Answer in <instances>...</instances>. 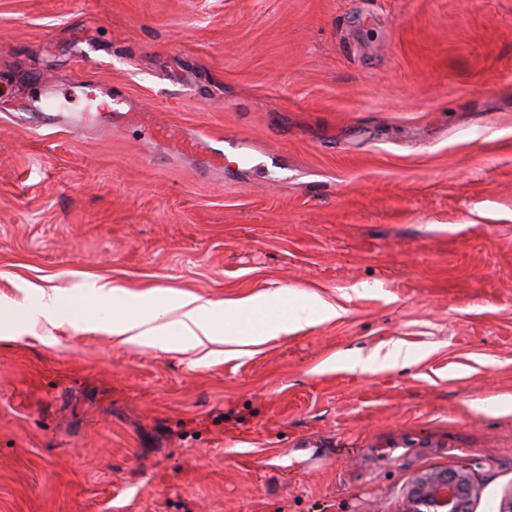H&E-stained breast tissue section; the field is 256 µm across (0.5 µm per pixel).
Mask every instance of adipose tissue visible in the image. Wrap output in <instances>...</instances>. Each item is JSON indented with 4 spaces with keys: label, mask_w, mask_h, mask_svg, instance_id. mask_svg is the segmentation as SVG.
I'll list each match as a JSON object with an SVG mask.
<instances>
[{
    "label": "adipose tissue",
    "mask_w": 512,
    "mask_h": 512,
    "mask_svg": "<svg viewBox=\"0 0 512 512\" xmlns=\"http://www.w3.org/2000/svg\"><path fill=\"white\" fill-rule=\"evenodd\" d=\"M288 295V289L281 288L223 306L194 294L174 301L141 299L98 279L88 284L76 305L62 299L56 289L37 286L31 300L0 306V334L10 336L42 321L71 327L83 321L127 342L171 350L203 347L219 336L228 344L268 340L313 319L332 320L343 313L315 294L292 304Z\"/></svg>",
    "instance_id": "1"
}]
</instances>
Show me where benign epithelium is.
<instances>
[{
  "label": "benign epithelium",
  "instance_id": "7a95c632",
  "mask_svg": "<svg viewBox=\"0 0 512 512\" xmlns=\"http://www.w3.org/2000/svg\"><path fill=\"white\" fill-rule=\"evenodd\" d=\"M481 491L466 464L419 475L403 512H474Z\"/></svg>",
  "mask_w": 512,
  "mask_h": 512
}]
</instances>
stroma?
<instances>
[{"mask_svg":"<svg viewBox=\"0 0 512 512\" xmlns=\"http://www.w3.org/2000/svg\"><path fill=\"white\" fill-rule=\"evenodd\" d=\"M287 154L283 180L134 123L27 112L46 80ZM0 303L339 304L259 344L88 325L0 337V512H402L424 472L512 488V0H0ZM401 341L414 364L346 355Z\"/></svg>","mask_w":512,"mask_h":512,"instance_id":"1","label":"stroma"}]
</instances>
